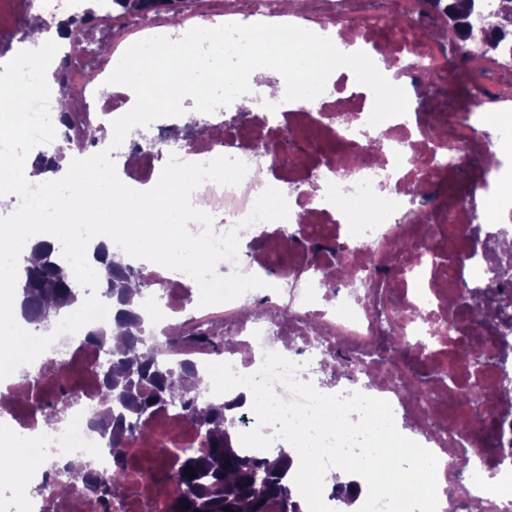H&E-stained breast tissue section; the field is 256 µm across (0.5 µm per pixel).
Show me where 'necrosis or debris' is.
I'll return each instance as SVG.
<instances>
[{"label": "necrosis or debris", "instance_id": "obj_1", "mask_svg": "<svg viewBox=\"0 0 512 512\" xmlns=\"http://www.w3.org/2000/svg\"><path fill=\"white\" fill-rule=\"evenodd\" d=\"M62 7L81 13L82 0H27L21 15L13 0H0L13 35L11 57L22 51L29 17ZM420 7V0H398L394 10L386 0H302L289 10L281 0H209L202 9L195 0H180L175 9L127 20L113 35L109 2L101 0L100 21L89 37L100 42L102 59L70 66L64 90L78 117L108 133L125 110L103 106L111 93L106 79L112 58L130 45L153 36L176 40L195 27L265 23L294 24L364 51L415 98L419 82L405 76L402 64L434 76L447 75L449 67L443 43L417 35ZM498 64L512 67V54L487 62V74L472 80L482 92L477 112L447 89L372 127V92L340 68L313 100L286 102L274 95L258 112L235 102L211 114L159 119L150 136L124 140L112 154L122 181L137 190L146 184L141 161L157 160L167 148L184 162L220 155L245 162L248 172L239 185L207 180L192 197L207 201L216 233L234 229L247 242L236 260L218 264L219 275L257 269L279 283L275 291L252 289L203 307L195 279L140 263L149 286L141 314L154 357L176 369L190 367L204 381L208 364L227 362L250 375L269 352L300 363L302 381L316 384L337 370L352 390L389 401L398 430L435 455L438 512H469L474 505L480 512H512V474L502 468L512 457V398L499 392L504 374L512 373V332L494 318L474 327L466 306L448 303L485 284L486 245L471 224L496 226L512 214V94L492 85L490 71ZM17 83L24 89L21 110L11 135L0 137V158L15 160L21 140L37 155L51 156L60 134L57 99L27 69L18 71ZM192 120L208 127L211 137L174 143L177 130ZM375 140L376 151L370 147ZM339 152L354 158L352 175L336 165ZM486 153L496 159L489 168L478 161ZM270 186L285 189L288 220L243 226ZM297 223L304 230L292 244L288 237ZM341 267L347 278L338 277ZM178 328L221 333L224 349L175 339ZM104 359L84 332L64 333L37 358L36 372L22 365L0 381L10 399L0 415V447L38 462L26 471H0V485L32 486L26 512H50L58 501L67 512H164L177 487L161 486L149 463H168L175 448L206 450L204 434L178 408L167 407L143 416L139 434L127 441L125 455L139 465L125 474L130 495L112 507L82 484L47 480L42 464L49 459H88L100 472L112 467L108 434L90 425L101 407ZM409 388L424 390L426 400L407 398ZM62 398L70 405L68 418L48 423L50 405ZM22 409L27 418L19 417ZM476 411L485 416V428L469 427ZM475 469L488 473L491 484L475 482Z\"/></svg>", "mask_w": 512, "mask_h": 512}]
</instances>
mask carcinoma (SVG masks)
I'll return each instance as SVG.
<instances>
[{"instance_id":"cac0c4a2","label":"carcinoma","mask_w":512,"mask_h":512,"mask_svg":"<svg viewBox=\"0 0 512 512\" xmlns=\"http://www.w3.org/2000/svg\"><path fill=\"white\" fill-rule=\"evenodd\" d=\"M174 0H112V13L121 18H143L166 9ZM474 12V0H448L439 29L433 23L423 24L418 32L427 36L437 34L455 48L467 47L471 37L469 19ZM498 18L495 25L486 28L485 55L495 56L502 45L512 43V7H499L490 12ZM98 22L96 9L84 11L79 17H67L55 22L57 31L68 37L77 29L90 30ZM69 132L66 141L82 145L99 142L98 129L84 125L72 128L64 121ZM93 259L99 266V295L112 305L115 322L123 328V346L120 353L107 347L106 330L92 328L88 336L105 348L107 359L102 375V405L105 426L112 436V470L103 475L89 460L65 463L72 482L81 483L86 491L112 504L124 488L125 460L122 442L135 437L141 416L157 409L161 403L179 406L204 430L209 448L202 455L181 457L179 467L165 473L173 480L179 493L166 505V512H268L272 505L279 512H304L301 501L293 492L294 459L281 450L275 456L251 457L236 447L234 426L229 412L243 402L239 398L216 406L202 394L198 377L189 369L176 370L156 361L145 345V328L140 313L142 290L145 282L129 264L108 253L100 244L93 250ZM18 288L21 291L20 312L27 323L40 327L49 321L50 313L60 314L74 306L78 294L71 286L66 268L50 244L37 242L31 256L25 258ZM191 466L196 473L187 478L185 468ZM332 491L343 503H351L359 487L350 483H337ZM190 508H185V505Z\"/></svg>"}]
</instances>
